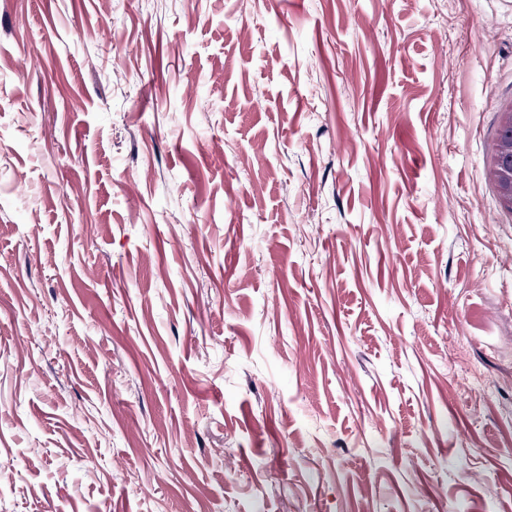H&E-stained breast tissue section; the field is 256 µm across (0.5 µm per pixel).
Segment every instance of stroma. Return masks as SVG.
<instances>
[{"label": "stroma", "mask_w": 512, "mask_h": 512, "mask_svg": "<svg viewBox=\"0 0 512 512\" xmlns=\"http://www.w3.org/2000/svg\"><path fill=\"white\" fill-rule=\"evenodd\" d=\"M512 0H0V512H512ZM501 114L500 128L507 135L497 137L490 148L489 178L496 185L505 209H512V104Z\"/></svg>", "instance_id": "obj_1"}]
</instances>
